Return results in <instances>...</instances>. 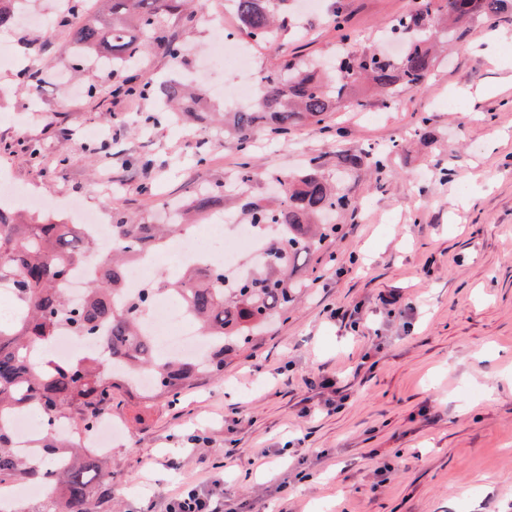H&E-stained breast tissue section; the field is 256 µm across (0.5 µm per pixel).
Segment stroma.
<instances>
[{"instance_id": "1", "label": "stroma", "mask_w": 512, "mask_h": 512, "mask_svg": "<svg viewBox=\"0 0 512 512\" xmlns=\"http://www.w3.org/2000/svg\"><path fill=\"white\" fill-rule=\"evenodd\" d=\"M225 3L211 0L212 26L175 13L164 27L187 50L186 72L208 84L215 113L229 109L225 87L287 58L333 57V7L360 51L379 46L412 0L299 5L282 40L248 43L243 70L204 63L211 42L239 29ZM3 40L26 52L32 79L23 85L16 70L0 69L1 178L49 205L64 196L158 222L159 198L187 200L235 176L243 156L221 125L156 127L153 100L109 95L118 80L169 77L158 48L114 73L74 67L67 31L52 23L2 29ZM459 95L473 115L462 126L448 108ZM368 110L375 119L343 108L325 131L254 136L259 174L394 140L403 149L383 178L353 180L357 213L340 217L325 254L300 267L306 275L332 264L343 275L323 273L304 289L287 317L226 361L223 378L172 407L113 391L121 512H165L164 494L202 482L223 496L224 512H512V12L475 22L430 81L390 111L376 99ZM423 116L434 137L419 141L412 133ZM93 127L111 133L88 139ZM104 178L113 194L102 193ZM388 293L400 304L383 306ZM320 373L336 377L335 390L310 386ZM172 457L180 470L167 467Z\"/></svg>"}]
</instances>
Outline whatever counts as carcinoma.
<instances>
[{
  "label": "carcinoma",
  "instance_id": "carcinoma-1",
  "mask_svg": "<svg viewBox=\"0 0 512 512\" xmlns=\"http://www.w3.org/2000/svg\"><path fill=\"white\" fill-rule=\"evenodd\" d=\"M99 2L100 8L91 11L85 0H72L60 24L69 33L68 48L77 61L100 49L117 70L137 64L141 52L150 48L131 33L159 35L166 17L185 0ZM231 2L245 37L270 43L287 29L292 0ZM504 9H512V0H417L413 10L396 18L387 31L388 40L403 46L400 54L374 48L342 52L328 63L284 60L260 77L256 101L224 113V133L234 136L242 148L259 132L285 136L303 122L323 123L341 105L366 108L363 90L370 88L380 91L381 104L389 109L400 93L418 89L431 77L435 39L450 41L456 30ZM121 95L155 99V125L170 123L205 100L201 89L176 80L157 87L113 85L112 96ZM398 150L395 145L387 153L339 151L333 170L313 158L299 171L271 172L267 180L279 187V193L267 200L245 194L244 187L255 177L245 166L236 183L198 190L180 220L167 224L117 211L112 214V248L89 277L86 303L74 307L59 284L92 250L85 226L48 224L20 207L0 205V287L14 289L18 307L15 318L0 321V485H47L49 500L40 512H102L112 499V466L108 458L82 447L80 440L112 409V389L131 384L146 372L154 384L138 398L173 402L182 391L224 374V357L249 344L273 318L288 314L301 290L293 280L298 259L321 251L337 230L331 219L357 208L343 183L364 166L382 174L388 153ZM227 196L237 198L240 220L255 228L275 224L278 230L264 235L260 262L242 277L230 278L218 267H200L166 282L190 309L212 349L202 361L163 354L142 325L150 294L114 302L124 290L120 271L187 231L191 218L224 209ZM65 324L96 337L99 350L66 367L27 358L32 347L49 341ZM29 404L36 405L49 423L58 417L69 421L71 441L48 430L38 440L35 455L18 452L8 418Z\"/></svg>",
  "mask_w": 512,
  "mask_h": 512
}]
</instances>
